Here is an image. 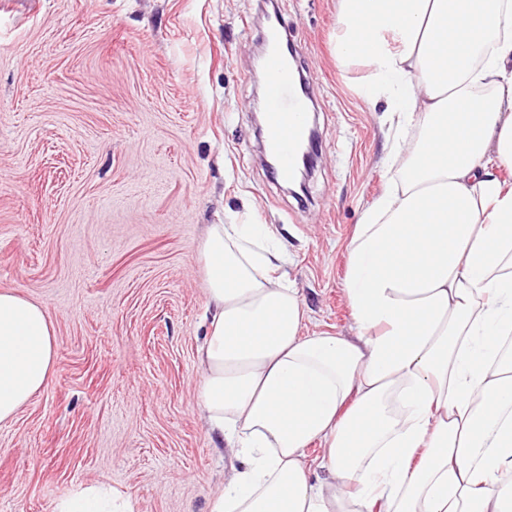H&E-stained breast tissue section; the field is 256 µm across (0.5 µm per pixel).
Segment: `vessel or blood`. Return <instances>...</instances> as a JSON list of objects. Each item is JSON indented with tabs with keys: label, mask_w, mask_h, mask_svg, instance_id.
<instances>
[{
	"label": "vessel or blood",
	"mask_w": 512,
	"mask_h": 512,
	"mask_svg": "<svg viewBox=\"0 0 512 512\" xmlns=\"http://www.w3.org/2000/svg\"><path fill=\"white\" fill-rule=\"evenodd\" d=\"M291 60L280 46H272L265 59L268 83L269 112L265 138L277 158L275 174L288 179L301 160V146L308 127L307 100L288 79Z\"/></svg>",
	"instance_id": "b4317fda"
}]
</instances>
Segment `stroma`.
I'll use <instances>...</instances> for the list:
<instances>
[{
    "label": "stroma",
    "instance_id": "obj_1",
    "mask_svg": "<svg viewBox=\"0 0 512 512\" xmlns=\"http://www.w3.org/2000/svg\"><path fill=\"white\" fill-rule=\"evenodd\" d=\"M261 0H0V290L47 311V386L0 424V512L103 484L132 512H209L234 462L200 410L207 225H266L305 332L350 335L346 247L387 170L385 101L337 68V0H276L316 112L306 193L256 112Z\"/></svg>",
    "mask_w": 512,
    "mask_h": 512
}]
</instances>
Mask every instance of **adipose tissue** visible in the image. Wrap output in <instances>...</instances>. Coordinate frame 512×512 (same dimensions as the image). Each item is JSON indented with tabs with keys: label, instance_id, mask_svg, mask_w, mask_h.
Listing matches in <instances>:
<instances>
[{
	"label": "adipose tissue",
	"instance_id": "1",
	"mask_svg": "<svg viewBox=\"0 0 512 512\" xmlns=\"http://www.w3.org/2000/svg\"><path fill=\"white\" fill-rule=\"evenodd\" d=\"M336 59L369 68L406 174L348 245L350 336L302 335L260 225H207L200 401L235 450L209 512H512V0H340ZM56 358L1 290V423Z\"/></svg>",
	"mask_w": 512,
	"mask_h": 512
}]
</instances>
